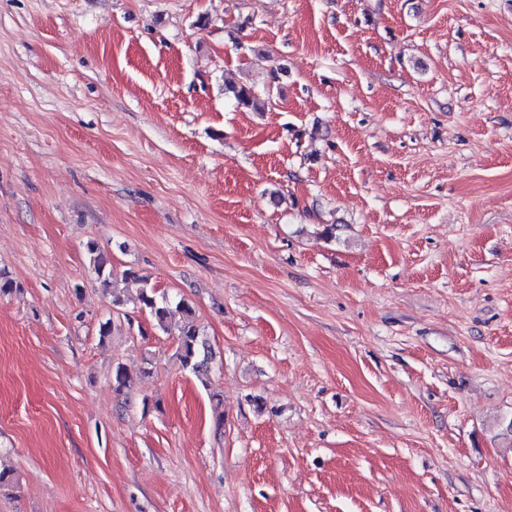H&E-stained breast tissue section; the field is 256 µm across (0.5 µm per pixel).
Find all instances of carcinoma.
<instances>
[{
    "instance_id": "1",
    "label": "carcinoma",
    "mask_w": 512,
    "mask_h": 512,
    "mask_svg": "<svg viewBox=\"0 0 512 512\" xmlns=\"http://www.w3.org/2000/svg\"><path fill=\"white\" fill-rule=\"evenodd\" d=\"M228 92L232 94L237 104L245 109L263 112L269 106L270 98H260L255 91V86L250 83L231 86ZM87 253L102 286L107 290L114 287V282L111 281L112 270L107 268V260L100 253L95 242L91 241L87 244ZM139 301L155 328L167 335L177 337L179 356L183 366L189 369L202 384H207L212 356L206 340L195 324L193 308L184 301L179 302L183 321L180 324H174L170 320V307L166 296H156L153 288L148 286L141 293Z\"/></svg>"
}]
</instances>
